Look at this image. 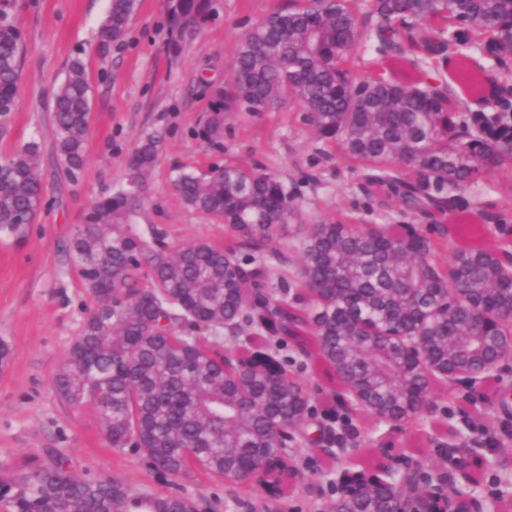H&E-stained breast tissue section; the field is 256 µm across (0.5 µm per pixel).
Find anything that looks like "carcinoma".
Instances as JSON below:
<instances>
[{
	"mask_svg": "<svg viewBox=\"0 0 512 512\" xmlns=\"http://www.w3.org/2000/svg\"><path fill=\"white\" fill-rule=\"evenodd\" d=\"M169 50L179 54L211 0H165ZM138 0H109L105 43L123 39ZM378 61L353 68L356 44ZM512 72V0H301L255 23L235 69L212 87L202 137L220 145L226 117L298 100L318 140L335 142L378 206L369 224L299 225L292 258L278 243L297 216L273 176L226 164L181 169L183 204L224 223V244L173 247L132 223L147 200L160 139L146 136L126 186L88 207L67 251L97 308L84 320L52 384L76 416L92 414L107 443L131 448L177 482L198 470L268 499L305 481L292 461L318 420L288 353L323 375L333 408L313 443L347 468L328 512H422L448 505L447 474L406 454L373 449L358 462L368 417L452 443L435 432L438 402L457 375L492 359L501 313L512 310V251L450 247L434 223L484 175L512 189V97L468 112L441 64L471 52ZM22 32L0 11V125L14 110ZM89 81L72 58L53 102L57 164L72 182L85 164ZM41 144L0 158V231L23 233L43 197ZM12 512H197L179 493L134 492L47 451L0 471Z\"/></svg>",
	"mask_w": 512,
	"mask_h": 512,
	"instance_id": "cac0c4a2",
	"label": "carcinoma"
}]
</instances>
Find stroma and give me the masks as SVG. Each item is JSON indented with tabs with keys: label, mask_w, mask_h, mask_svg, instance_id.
<instances>
[{
	"label": "stroma",
	"mask_w": 512,
	"mask_h": 512,
	"mask_svg": "<svg viewBox=\"0 0 512 512\" xmlns=\"http://www.w3.org/2000/svg\"><path fill=\"white\" fill-rule=\"evenodd\" d=\"M287 5L288 0H213L211 16L174 58L167 51L164 0H139L125 37L107 45L100 28L108 0H0V10L22 30L27 45L16 108L0 127V157L39 140L45 186L33 224L18 237L0 232V341L10 350L7 366L0 369V470L54 449L69 457L76 474L103 473L141 493L175 491L201 502L207 512H231L224 479L196 472L171 485L166 476L149 472L132 449L110 447L93 420L75 418L56 396L51 378L94 306L65 246L92 201L124 186L135 146L151 133L161 136L162 145L138 222L161 229L170 245L224 239L221 221L182 204L172 185L181 167L205 171L216 163L236 164L268 172L294 192L302 224L347 217L357 224L371 222L370 202L355 187L356 172L335 143L315 139L299 102L268 112L231 113L219 149L199 135L210 108L208 86L230 78L239 39L257 20ZM76 56L86 64L92 97L86 166L74 184L54 163L52 115L56 90ZM464 197L498 213L501 221L455 225L456 240L512 250V194L496 189L488 177ZM456 391L457 401L439 417L441 425L460 431L454 450L442 452L437 443L389 425L371 431L365 445H382L395 455L415 449L417 458L445 467L451 476L464 454L478 453L485 464L474 475L476 484L471 494L454 497V504L466 512H486L483 479L495 474L506 512H512V473L498 474L495 467L499 458L512 455V404L496 399L512 392V360L495 376L457 385ZM484 429L494 435V447L482 444ZM296 462L311 491L292 486L275 502L257 495L244 512L331 507L336 462L314 448L302 449Z\"/></svg>",
	"instance_id": "obj_1"
}]
</instances>
